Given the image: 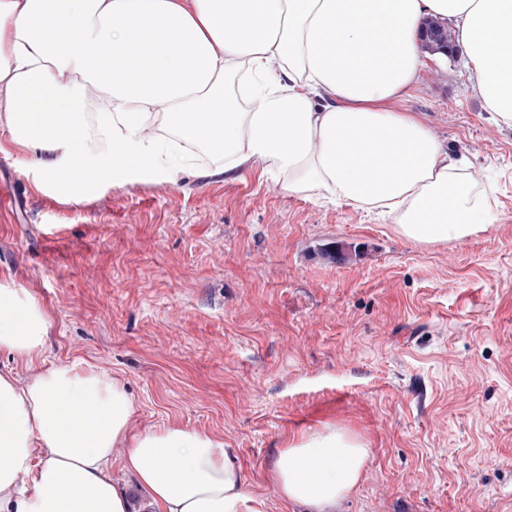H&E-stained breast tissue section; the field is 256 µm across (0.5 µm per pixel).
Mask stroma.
<instances>
[{"instance_id":"35a3bbf8","label":"stroma","mask_w":512,"mask_h":512,"mask_svg":"<svg viewBox=\"0 0 512 512\" xmlns=\"http://www.w3.org/2000/svg\"><path fill=\"white\" fill-rule=\"evenodd\" d=\"M401 109L489 190L498 220L413 244L392 219L288 193L262 165L212 160L177 182L63 202L27 153H0V277L132 395L133 430L223 439L261 512H302L271 479L288 439L334 424L371 458L341 512H512V127L462 45Z\"/></svg>"}]
</instances>
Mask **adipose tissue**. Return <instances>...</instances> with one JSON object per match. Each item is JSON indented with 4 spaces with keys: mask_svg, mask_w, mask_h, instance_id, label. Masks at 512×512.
<instances>
[{
    "mask_svg": "<svg viewBox=\"0 0 512 512\" xmlns=\"http://www.w3.org/2000/svg\"><path fill=\"white\" fill-rule=\"evenodd\" d=\"M430 17L454 22L487 109L512 126V0H0V128L68 202L176 180L201 151L225 177L256 161L288 193L392 215L408 241H464L496 216L399 107ZM49 325L0 281V350L28 370L0 371V512H255L222 440L133 431L120 379L47 362ZM116 448L137 498L112 478ZM369 457L328 424L289 440L271 478L305 512H337Z\"/></svg>",
    "mask_w": 512,
    "mask_h": 512,
    "instance_id": "adipose-tissue-1",
    "label": "adipose tissue"
}]
</instances>
